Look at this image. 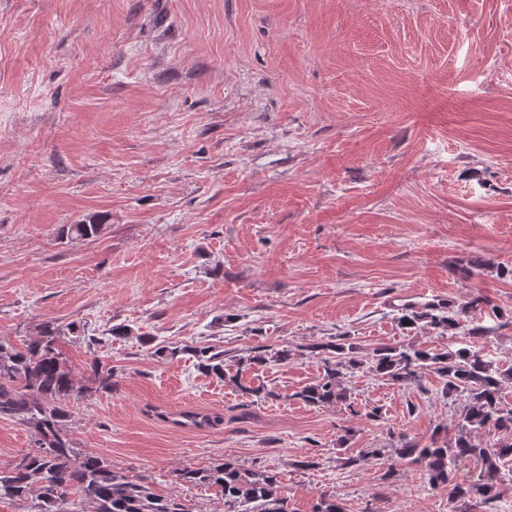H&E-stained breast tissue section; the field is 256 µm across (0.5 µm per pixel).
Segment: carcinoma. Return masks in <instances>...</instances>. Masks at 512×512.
I'll return each instance as SVG.
<instances>
[{
	"label": "carcinoma",
	"instance_id": "1",
	"mask_svg": "<svg viewBox=\"0 0 512 512\" xmlns=\"http://www.w3.org/2000/svg\"><path fill=\"white\" fill-rule=\"evenodd\" d=\"M104 230L95 216L61 226L59 234L71 239H91ZM481 302L461 306L471 316L462 347L455 351L414 346H377L364 357L360 347L348 341L323 342L309 346L322 356L323 375L290 395H281L263 386L242 383V373L270 361L286 362L292 356L288 347L252 348L240 359L233 375L225 372L224 351L212 346L190 347L197 369L238 385L258 398H297L310 405L325 406L345 402L349 393L341 383L346 373L368 368L399 386L408 385L431 372L443 380V389L453 402L460 403L459 417L435 432L428 442L400 439L394 449L396 459H387L386 475L395 472L396 460L423 467V476L432 487H448V501L454 512H481L498 500L503 486L512 482L504 473L505 460L512 458V403L505 399L506 385L512 383V366L486 358L475 342L485 340L494 327L485 326L476 314ZM443 330L458 326L445 305H432L422 315H404L399 323L413 328L417 321ZM60 331L52 321L41 326L35 339L15 344L0 338V416H8L35 430L39 451L25 455L20 462L0 467V500L35 496L36 512H79L77 502L94 505V512H191L180 499L151 491L147 478L112 469L102 458L80 455L62 428L69 417V406L84 397L75 385L68 358L59 348ZM92 372L102 390L116 388L114 371L96 361ZM484 433L487 442L475 443ZM477 474L460 482L457 474L467 465ZM177 479L191 485H213L224 497V512H294L288 497L281 494L278 474L248 470L230 460L209 467L178 471ZM312 512H345L333 495L322 494Z\"/></svg>",
	"mask_w": 512,
	"mask_h": 512
}]
</instances>
